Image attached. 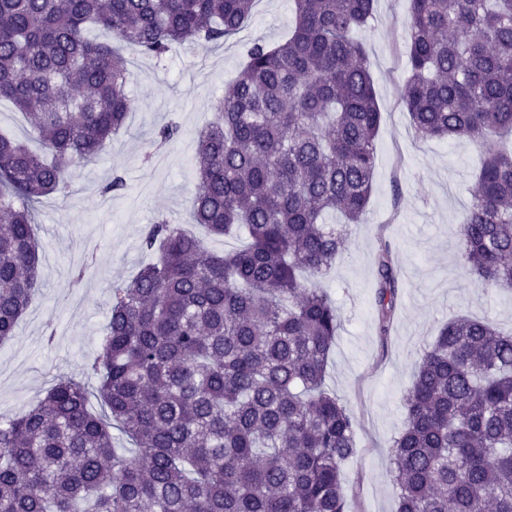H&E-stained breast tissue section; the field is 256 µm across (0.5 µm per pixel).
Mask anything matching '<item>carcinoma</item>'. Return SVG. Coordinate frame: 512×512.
Segmentation results:
<instances>
[{
    "label": "carcinoma",
    "mask_w": 512,
    "mask_h": 512,
    "mask_svg": "<svg viewBox=\"0 0 512 512\" xmlns=\"http://www.w3.org/2000/svg\"><path fill=\"white\" fill-rule=\"evenodd\" d=\"M256 0H0V100L45 153L0 133V341L40 277L34 211L127 127L128 59L235 36ZM401 99L418 138L481 152L460 220L463 274L512 289V0H407ZM375 0H293L288 39L247 49L196 137L194 223L248 243L218 255L160 219L157 261L112 289L89 392L61 378L0 421V512H348L355 421L325 381L341 324L310 282L345 253L373 191L381 124L352 32ZM386 334L399 274L385 243ZM134 441L116 445L111 428ZM397 512H512V334L457 317L423 356L392 441Z\"/></svg>",
    "instance_id": "cac0c4a2"
}]
</instances>
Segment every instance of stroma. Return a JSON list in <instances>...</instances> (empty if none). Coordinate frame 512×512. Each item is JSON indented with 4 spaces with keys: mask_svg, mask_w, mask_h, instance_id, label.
<instances>
[{
    "mask_svg": "<svg viewBox=\"0 0 512 512\" xmlns=\"http://www.w3.org/2000/svg\"><path fill=\"white\" fill-rule=\"evenodd\" d=\"M293 19L292 0H259L230 45L188 42L159 61L133 57L128 91L135 110L126 130L109 150L72 168L68 194L51 195L38 208L41 277L14 336L0 343V418L25 411L55 379L83 377L100 349L113 287L157 258L142 247L151 224L186 225L219 253L245 245L242 236L207 237L190 221L196 136L248 46L284 42ZM405 19L403 0H377L373 21L358 33L382 113L375 186L364 223L351 226L348 250L323 283L342 318L326 386L356 420V453L342 467L350 512H396L390 446L403 423V395L441 326L466 314L512 331V290L482 287L459 269V219L471 201L479 152L463 141L416 139L402 106ZM170 123L179 126L178 138L153 148L155 132ZM116 173L126 189L102 194ZM386 240L403 288L384 337L373 297Z\"/></svg>",
    "mask_w": 512,
    "mask_h": 512,
    "instance_id": "obj_1",
    "label": "stroma"
}]
</instances>
